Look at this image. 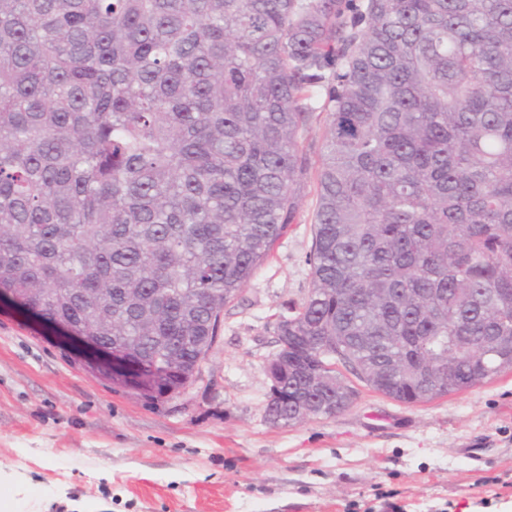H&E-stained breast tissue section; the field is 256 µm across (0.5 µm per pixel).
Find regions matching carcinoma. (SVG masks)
<instances>
[{
    "label": "carcinoma",
    "instance_id": "carcinoma-1",
    "mask_svg": "<svg viewBox=\"0 0 512 512\" xmlns=\"http://www.w3.org/2000/svg\"><path fill=\"white\" fill-rule=\"evenodd\" d=\"M284 425L512 368V0H0V289L183 386L298 223ZM325 117L324 114L320 115V119L311 126V129L305 133L302 139V146L308 151L313 167H317L320 158Z\"/></svg>",
    "mask_w": 512,
    "mask_h": 512
}]
</instances>
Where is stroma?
Segmentation results:
<instances>
[{"instance_id": "obj_1", "label": "stroma", "mask_w": 512, "mask_h": 512, "mask_svg": "<svg viewBox=\"0 0 512 512\" xmlns=\"http://www.w3.org/2000/svg\"><path fill=\"white\" fill-rule=\"evenodd\" d=\"M317 207L239 296L195 382L155 399L92 372L78 344L0 305V494L7 512H512V370L405 404L351 372L346 410L265 417L275 323L310 289Z\"/></svg>"}]
</instances>
